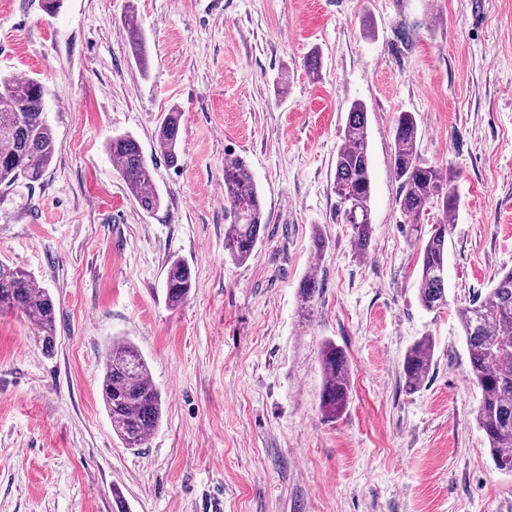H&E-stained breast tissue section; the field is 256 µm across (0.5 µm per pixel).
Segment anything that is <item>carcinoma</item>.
I'll return each mask as SVG.
<instances>
[{
  "label": "carcinoma",
  "mask_w": 512,
  "mask_h": 512,
  "mask_svg": "<svg viewBox=\"0 0 512 512\" xmlns=\"http://www.w3.org/2000/svg\"><path fill=\"white\" fill-rule=\"evenodd\" d=\"M132 55L143 58V36L136 21L127 23ZM45 88L34 78H0V187L17 181L42 180L53 161L56 141L45 111ZM182 112L165 113L155 133V144L167 163H177ZM418 127L412 114L399 115L391 160L399 179L398 204L407 223L417 227L426 213L437 210L435 222L419 259L418 299L428 311L448 305V218L456 215L460 201L448 172L424 161L418 152ZM131 197L146 212L161 205L150 166L143 150L130 134L108 143ZM334 191L351 225L356 247L365 251L372 237L371 165L367 137V111L350 105L343 142L337 150ZM224 206L230 223L224 234V252L238 264L252 260L263 239V200L246 162L237 156L224 159ZM165 298L172 308L188 299L193 288L189 266L170 262L164 282ZM320 295V282L311 271L299 287L302 318ZM22 313L38 331L46 352L54 348L56 310L51 296L37 287L26 270L0 262V313ZM469 356L473 383L481 392L475 421L484 433L491 456L500 469L512 470V270L504 272L485 296L458 310ZM434 343L425 336L405 354L402 372L406 389L424 383L432 363ZM324 376L322 402L325 411L339 413L350 391V368L343 351L332 343L321 353ZM101 394L112 419V429L129 448H139L158 428L162 396L151 380L148 365L138 350L124 339L112 340L101 382Z\"/></svg>",
  "instance_id": "carcinoma-1"
}]
</instances>
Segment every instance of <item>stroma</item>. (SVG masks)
<instances>
[{
    "label": "stroma",
    "instance_id": "obj_1",
    "mask_svg": "<svg viewBox=\"0 0 512 512\" xmlns=\"http://www.w3.org/2000/svg\"><path fill=\"white\" fill-rule=\"evenodd\" d=\"M21 75L46 88L56 154L41 183L0 195V261L50 294L56 332L48 355L25 317L0 315V512H512V471L475 422L457 317L512 270V0H64L53 16L40 0H0V76ZM355 102L372 172L365 252L333 188ZM173 107L172 166L154 134ZM403 112L460 201L448 304L431 312L417 261L432 221L403 223L391 162ZM124 134L153 172L154 212L106 151ZM228 155L245 159L264 202L245 264L224 253ZM173 259L195 280L176 309ZM312 269L320 297L303 322ZM425 336L431 369L410 392L402 361ZM116 338L136 346L163 400L135 451L100 394ZM328 342L351 372L333 419L321 407Z\"/></svg>",
    "mask_w": 512,
    "mask_h": 512
}]
</instances>
